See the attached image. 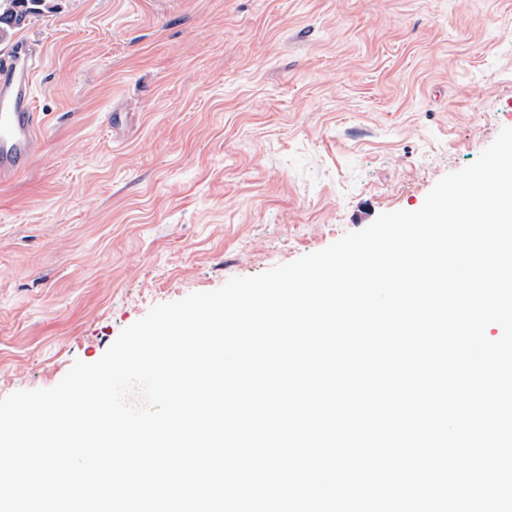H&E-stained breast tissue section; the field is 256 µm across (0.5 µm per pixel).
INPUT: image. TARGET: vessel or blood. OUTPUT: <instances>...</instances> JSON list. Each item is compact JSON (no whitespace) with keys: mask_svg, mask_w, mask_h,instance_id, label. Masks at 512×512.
Masks as SVG:
<instances>
[{"mask_svg":"<svg viewBox=\"0 0 512 512\" xmlns=\"http://www.w3.org/2000/svg\"><path fill=\"white\" fill-rule=\"evenodd\" d=\"M36 60L28 42L0 64V184L23 174L38 142L34 108Z\"/></svg>","mask_w":512,"mask_h":512,"instance_id":"obj_1","label":"vessel or blood"}]
</instances>
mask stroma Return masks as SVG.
Instances as JSON below:
<instances>
[{
  "label": "stroma",
  "mask_w": 512,
  "mask_h": 512,
  "mask_svg": "<svg viewBox=\"0 0 512 512\" xmlns=\"http://www.w3.org/2000/svg\"><path fill=\"white\" fill-rule=\"evenodd\" d=\"M0 186V398L155 305L320 251L512 127V0H47Z\"/></svg>",
  "instance_id": "35a3bbf8"
}]
</instances>
